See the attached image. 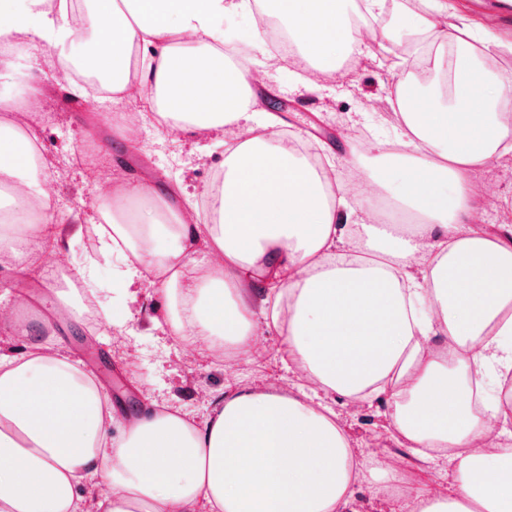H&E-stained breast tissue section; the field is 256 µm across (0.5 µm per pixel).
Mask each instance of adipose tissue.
Listing matches in <instances>:
<instances>
[{
  "mask_svg": "<svg viewBox=\"0 0 512 512\" xmlns=\"http://www.w3.org/2000/svg\"><path fill=\"white\" fill-rule=\"evenodd\" d=\"M308 68L338 73L366 43L350 0H269ZM255 0H0V69L43 48L106 78L113 96L151 89L168 128L189 137L237 127L208 209L195 197L128 187L97 196L99 245L128 260L112 310L125 324L130 286L164 276L168 335L209 353L252 355L256 313L285 336L297 392L244 386L214 397L204 422L154 403L118 419L109 394L61 353L55 327L23 329L0 351V512H356L363 484L394 496L398 471L355 448L331 401L383 399L390 423L448 464V489L408 490L405 512H512V229L477 224L475 169L512 153L502 107L512 74L478 61L512 44L475 38L446 0H421L410 34L450 42V100L406 76L396 84L398 151L348 146L349 181L330 183L287 147L274 117L252 112L250 73L219 49L225 17ZM31 129L0 121V254L25 259L55 212ZM413 214L377 222L379 190ZM205 245L211 260L195 259ZM98 491L82 501L78 488Z\"/></svg>",
  "mask_w": 512,
  "mask_h": 512,
  "instance_id": "1",
  "label": "adipose tissue"
}]
</instances>
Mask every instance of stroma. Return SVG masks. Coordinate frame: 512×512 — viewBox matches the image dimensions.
Segmentation results:
<instances>
[{
    "label": "stroma",
    "instance_id": "obj_1",
    "mask_svg": "<svg viewBox=\"0 0 512 512\" xmlns=\"http://www.w3.org/2000/svg\"><path fill=\"white\" fill-rule=\"evenodd\" d=\"M458 11L475 19L481 30L512 40V22L502 20L497 0H451ZM402 0H389L376 21L377 34L358 63L346 66L343 75L310 92L297 83L296 56L285 53L281 67L257 82L254 92L261 109L270 111L279 129H286L315 148L339 150L352 142L368 150L370 140L359 139L360 128L394 133L399 124L393 108L396 81L406 75L415 40L396 25L403 11ZM53 53L31 61L18 54L15 63L30 71L43 88L32 106L20 108L17 120L29 122L37 147L51 178L49 193L60 212L64 227H77L79 238L62 235L61 258L42 253L36 272L17 277L0 267V308L28 295L44 294L48 285L66 286L75 280L78 288L96 304L112 301V277L121 261L115 255L89 250L87 235L97 190L116 181H155L161 186L182 187L199 194L212 177L221 172L224 142L231 130L200 141H188L170 133L156 117L152 101L129 97L107 100L90 93L84 106L71 102L58 82ZM130 112L137 125L130 142L113 139L108 113ZM478 185L492 187L496 198L482 201L484 223L491 228L512 227V155L493 167L478 170ZM142 312L138 319L118 330L88 321L63 319L57 322V344L80 361L89 355L105 354L106 362L94 374L112 397L118 415L146 409L151 402L166 401L189 417L204 420L214 394L229 392L254 383L282 391L294 389L297 376L284 362L286 344L274 327H262L261 351L252 360L220 361L209 354H188L184 342L162 330L165 299L156 287L142 285ZM386 406L376 401L338 408L341 424L355 447L378 459H396L401 474L412 485L430 484L443 491L448 487L445 467L413 452L385 417Z\"/></svg>",
    "mask_w": 512,
    "mask_h": 512
}]
</instances>
